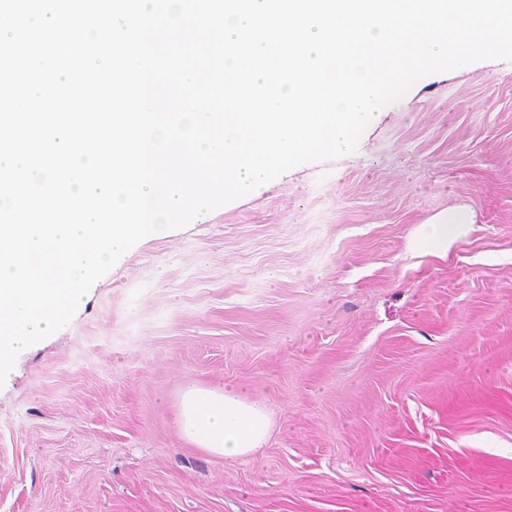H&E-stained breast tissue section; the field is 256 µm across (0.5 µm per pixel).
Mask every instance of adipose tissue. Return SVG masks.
Here are the masks:
<instances>
[{
	"label": "adipose tissue",
	"instance_id": "obj_1",
	"mask_svg": "<svg viewBox=\"0 0 512 512\" xmlns=\"http://www.w3.org/2000/svg\"><path fill=\"white\" fill-rule=\"evenodd\" d=\"M472 221L469 207L453 206L425 229L416 246L429 252L447 250L449 227L459 228ZM272 425L271 410L250 400L237 386L191 387L180 398L178 426L183 435L196 447L228 462L260 452Z\"/></svg>",
	"mask_w": 512,
	"mask_h": 512
}]
</instances>
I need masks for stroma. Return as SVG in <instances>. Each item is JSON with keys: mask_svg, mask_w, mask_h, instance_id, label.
<instances>
[{"mask_svg": "<svg viewBox=\"0 0 512 512\" xmlns=\"http://www.w3.org/2000/svg\"><path fill=\"white\" fill-rule=\"evenodd\" d=\"M221 383L273 414L232 464L176 427ZM0 512H512V60L124 253L0 385ZM473 214L464 204L456 205L438 216L416 242L422 251L439 252L448 249V225L459 229L466 224H473Z\"/></svg>", "mask_w": 512, "mask_h": 512, "instance_id": "1", "label": "stroma"}]
</instances>
